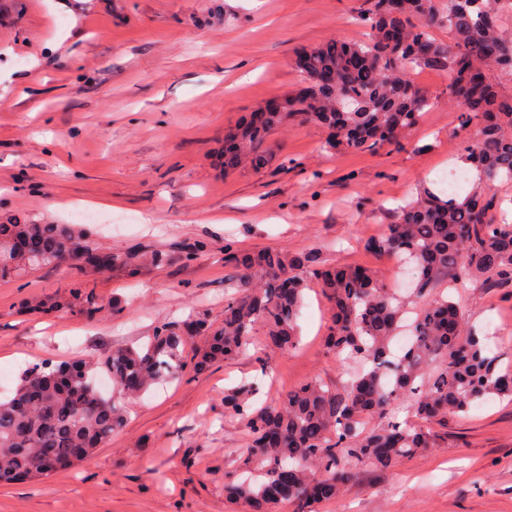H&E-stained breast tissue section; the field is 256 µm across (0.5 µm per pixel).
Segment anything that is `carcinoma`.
Segmentation results:
<instances>
[{
  "label": "carcinoma",
  "instance_id": "carcinoma-1",
  "mask_svg": "<svg viewBox=\"0 0 512 512\" xmlns=\"http://www.w3.org/2000/svg\"><path fill=\"white\" fill-rule=\"evenodd\" d=\"M500 0H368L361 14L367 40L332 41L305 51L298 69L304 84L286 96L285 112H257L254 121L227 135L224 170L253 161L263 136L302 116L328 129L327 152L375 151L393 144L431 108L410 72L449 75L448 96L460 101L463 123L478 125L464 140L461 157L489 180L512 181V99L499 98L492 67L512 73V27L503 25ZM448 30L451 44L436 40L432 23ZM336 71V87L320 81ZM373 254H395L411 274L412 294L425 300L409 325L401 351L393 340L404 328L405 308L364 266L323 268L315 252H239L224 246V264L236 272L224 299V325L213 329L201 316L183 327L163 324L142 343L59 366L25 370L12 397L0 399V482L38 480L92 456L124 423L122 412L96 385L106 371L112 387L135 398L176 378L247 351L256 327L281 350L296 346L308 280L316 279L333 310L327 342L353 367L341 386L309 382L276 404L258 406L255 388L224 393L225 414L244 422L251 453L248 480L224 475V491L243 498L252 512H273L288 501L294 512L338 496L350 469H390L434 445L436 434L386 417L387 408L411 399L414 417L444 424L490 396L512 397V366L484 338L468 329L451 297L435 287L481 280L512 285V220L499 204L474 188L463 196L419 192L400 208L383 235L364 241ZM156 251L102 249L80 224H0V277L42 265L67 264L76 274L69 301L88 318L102 304L84 283L114 267L158 266ZM377 418L375 428L364 426Z\"/></svg>",
  "mask_w": 512,
  "mask_h": 512
}]
</instances>
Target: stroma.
<instances>
[{"instance_id": "1", "label": "stroma", "mask_w": 512, "mask_h": 512, "mask_svg": "<svg viewBox=\"0 0 512 512\" xmlns=\"http://www.w3.org/2000/svg\"><path fill=\"white\" fill-rule=\"evenodd\" d=\"M0 14V224H70L89 208L97 242L164 253L165 264L112 269L86 284L107 308L89 319L63 308L25 312V299L64 300L72 273L47 265L0 278V368L18 381L30 364L102 357L164 323L203 314L224 322L231 271L224 246L247 252H319L327 265L369 267L406 294L392 257L364 250L419 189L461 168L459 145L476 125L448 96L447 75L409 79L434 105L399 144L328 153L327 131L298 118L271 130L267 164L225 171L228 129L296 93L300 49L360 42L364 0H7ZM205 248L183 262L197 243ZM452 295L493 350L512 358V288L482 282ZM328 301L310 281L290 351L248 352L186 369L140 399L113 392L125 425L91 458L32 483L0 486V512H251L228 499L249 437L224 413L241 381L260 401L319 381L341 385L328 349ZM316 512H512V399L494 398L440 430L435 447L389 470H354Z\"/></svg>"}]
</instances>
